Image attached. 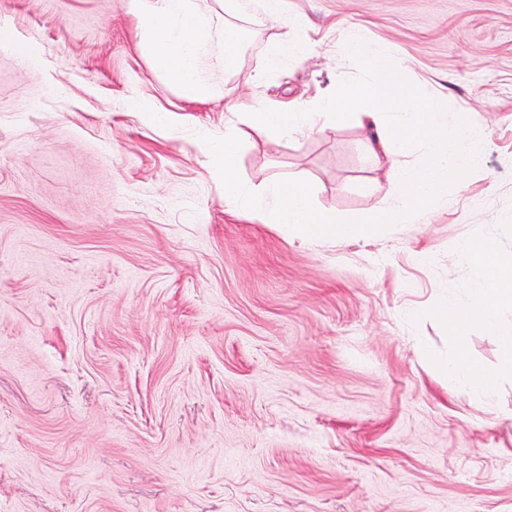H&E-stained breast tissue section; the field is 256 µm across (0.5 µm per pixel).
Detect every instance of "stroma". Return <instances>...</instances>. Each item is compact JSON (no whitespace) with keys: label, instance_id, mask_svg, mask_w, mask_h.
I'll list each match as a JSON object with an SVG mask.
<instances>
[{"label":"stroma","instance_id":"obj_1","mask_svg":"<svg viewBox=\"0 0 512 512\" xmlns=\"http://www.w3.org/2000/svg\"><path fill=\"white\" fill-rule=\"evenodd\" d=\"M312 44L245 111L366 81L382 44L449 127L485 142L412 223L338 241L228 211L191 103L127 0H0V512H512V379L482 400L434 359L468 307L460 240L512 259V0H287ZM351 124L245 142L239 178L302 180L346 223L386 182Z\"/></svg>","mask_w":512,"mask_h":512}]
</instances>
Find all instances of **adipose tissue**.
I'll use <instances>...</instances> for the list:
<instances>
[{
  "label": "adipose tissue",
  "instance_id": "ef3b65f1",
  "mask_svg": "<svg viewBox=\"0 0 512 512\" xmlns=\"http://www.w3.org/2000/svg\"><path fill=\"white\" fill-rule=\"evenodd\" d=\"M127 7L139 22L140 42L157 72L188 99L223 100L228 115L223 140L211 143L212 165L224 179L225 206L242 209L260 223L340 240L370 235L377 223H410L423 209L446 198L449 179L468 174L473 158L484 149L483 141L464 129L449 130L445 114L429 100L407 92L401 83L402 65L382 47L355 36L347 41L349 59L370 73V81L345 83L335 93L285 106H266L247 117L246 123L253 135L280 140L323 131L333 121L354 122L362 129L365 148L376 166L392 173L387 187L370 189L371 195L388 197L391 207L374 211L368 223L343 224L314 207L310 185L300 180H271L259 196L246 198L236 167L243 138L232 117L240 103L224 74L236 65L246 45L247 25L270 24L278 29L275 45L264 68L252 77L254 85H263L283 57L306 51V44L298 39L303 21L288 17L284 0H127ZM392 112L404 113V121L390 124L387 117ZM418 142L428 148L427 165L414 170L401 167L400 157ZM459 249L482 270L483 286L468 314H461L449 300L442 301L435 314L461 345L474 330L493 332L500 360L487 369L461 348L436 367L456 385L480 394L499 377L512 376V324L498 319L501 308L512 306V261L483 241H465Z\"/></svg>",
  "mask_w": 512,
  "mask_h": 512
}]
</instances>
